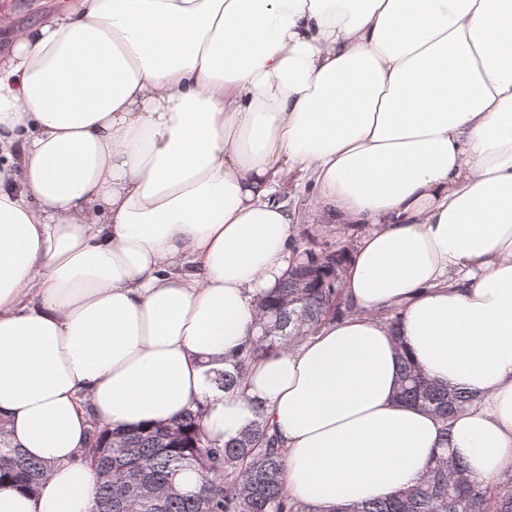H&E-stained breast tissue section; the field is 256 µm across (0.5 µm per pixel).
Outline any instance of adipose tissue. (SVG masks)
I'll return each instance as SVG.
<instances>
[{
	"instance_id": "ef3b65f1",
	"label": "adipose tissue",
	"mask_w": 512,
	"mask_h": 512,
	"mask_svg": "<svg viewBox=\"0 0 512 512\" xmlns=\"http://www.w3.org/2000/svg\"><path fill=\"white\" fill-rule=\"evenodd\" d=\"M0 55V418L52 466L0 512H92L90 416L263 407L286 488L321 507L413 486L437 418L396 400L409 357L476 400L471 474H512V0H31ZM309 172L364 231L350 315L211 385L258 330ZM402 312L399 334L382 310Z\"/></svg>"
}]
</instances>
